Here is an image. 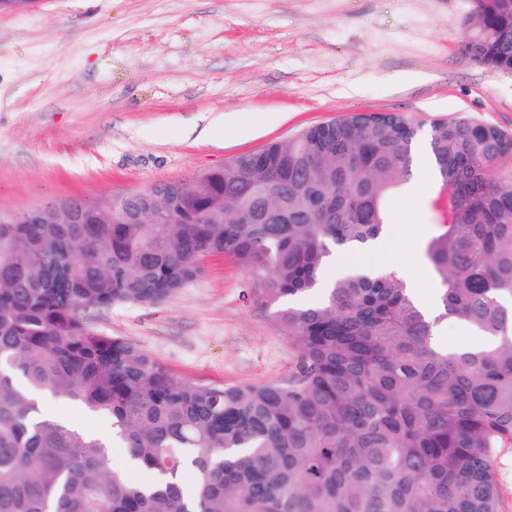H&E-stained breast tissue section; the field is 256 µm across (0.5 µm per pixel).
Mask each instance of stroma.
<instances>
[{
  "mask_svg": "<svg viewBox=\"0 0 512 512\" xmlns=\"http://www.w3.org/2000/svg\"><path fill=\"white\" fill-rule=\"evenodd\" d=\"M472 0H32L0 11V212L99 203L190 181L236 155L355 112L429 130L461 116L512 135V72L459 41ZM282 121L264 125L266 113ZM212 126L210 140L190 136ZM253 127L246 138L240 127ZM360 266L424 264L443 212L425 149ZM247 272L214 256L156 304L95 312L174 373L206 385L287 380L294 348L247 300Z\"/></svg>",
  "mask_w": 512,
  "mask_h": 512,
  "instance_id": "1",
  "label": "stroma"
}]
</instances>
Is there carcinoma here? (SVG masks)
Returning a JSON list of instances; mask_svg holds the SVG:
<instances>
[{"label":"carcinoma","mask_w":512,"mask_h":512,"mask_svg":"<svg viewBox=\"0 0 512 512\" xmlns=\"http://www.w3.org/2000/svg\"><path fill=\"white\" fill-rule=\"evenodd\" d=\"M512 72V0H473L460 42ZM421 130L352 113L189 183L165 221L145 190L85 223L0 218V512H502L512 448V137L459 117L427 142L448 221L425 249L440 317L493 344L450 351L395 270L322 287L341 247L380 238ZM213 255L250 277L299 356L285 382L201 385L88 311L157 303ZM108 422L113 439L37 415L34 395ZM503 496V511L512 512V448H501L495 459Z\"/></svg>","instance_id":"carcinoma-1"}]
</instances>
